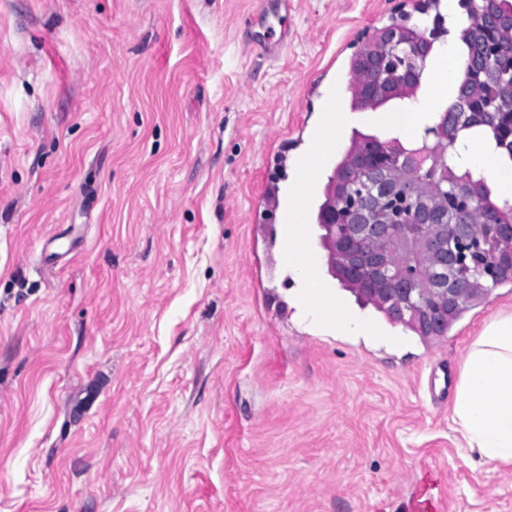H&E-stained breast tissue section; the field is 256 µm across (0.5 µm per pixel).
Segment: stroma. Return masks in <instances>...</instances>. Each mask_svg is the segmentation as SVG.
<instances>
[{"label": "stroma", "instance_id": "stroma-1", "mask_svg": "<svg viewBox=\"0 0 512 512\" xmlns=\"http://www.w3.org/2000/svg\"><path fill=\"white\" fill-rule=\"evenodd\" d=\"M0 0V512H512L447 374L502 285L425 341L296 318L279 225L291 156L362 40L414 0ZM289 0H263L257 11L244 20V33L259 54L278 59L288 48L292 32Z\"/></svg>", "mask_w": 512, "mask_h": 512}]
</instances>
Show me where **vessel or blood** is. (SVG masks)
I'll use <instances>...</instances> for the list:
<instances>
[{"label": "vessel or blood", "mask_w": 512, "mask_h": 512, "mask_svg": "<svg viewBox=\"0 0 512 512\" xmlns=\"http://www.w3.org/2000/svg\"><path fill=\"white\" fill-rule=\"evenodd\" d=\"M290 0H261L257 11L244 20V33L248 44L259 54L276 59L288 47L291 35ZM335 99H328L324 104L325 120L314 134L309 149L297 160V168L302 181L294 189L292 203H278V222L283 235H290L292 229L288 223V208L306 207L313 188V177L320 170L323 159L331 148V137L336 132L334 113Z\"/></svg>", "instance_id": "1"}]
</instances>
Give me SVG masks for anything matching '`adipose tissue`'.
I'll return each instance as SVG.
<instances>
[{"mask_svg":"<svg viewBox=\"0 0 512 512\" xmlns=\"http://www.w3.org/2000/svg\"><path fill=\"white\" fill-rule=\"evenodd\" d=\"M458 62L453 44L433 52L426 60L429 72L423 79L424 96L396 117L380 116L386 134L411 138L433 124L437 105H450L454 98ZM456 148L462 163L491 175L499 193L512 197V165L504 163L491 136L461 133ZM288 270L298 285L292 302L297 317L324 324L339 335L370 334L368 323L350 312L324 319L314 305L313 286L304 279L300 264L292 259ZM451 409L470 448L487 460L512 465V313L493 315L469 346L455 382Z\"/></svg>","mask_w":512,"mask_h":512,"instance_id":"1","label":"adipose tissue"}]
</instances>
